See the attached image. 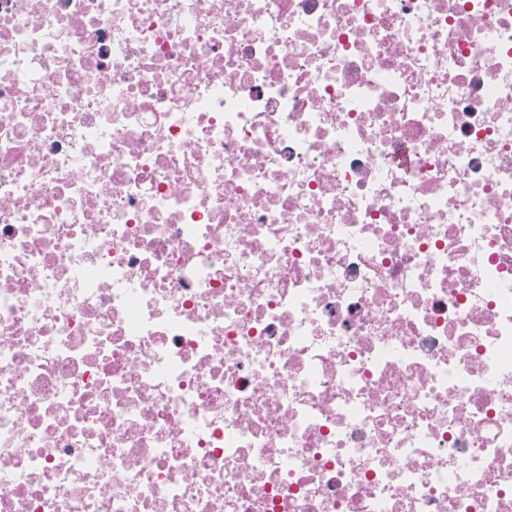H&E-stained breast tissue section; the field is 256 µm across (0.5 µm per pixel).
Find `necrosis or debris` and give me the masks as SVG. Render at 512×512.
<instances>
[{"mask_svg": "<svg viewBox=\"0 0 512 512\" xmlns=\"http://www.w3.org/2000/svg\"><path fill=\"white\" fill-rule=\"evenodd\" d=\"M0 512H512V0H0Z\"/></svg>", "mask_w": 512, "mask_h": 512, "instance_id": "obj_1", "label": "necrosis or debris"}]
</instances>
